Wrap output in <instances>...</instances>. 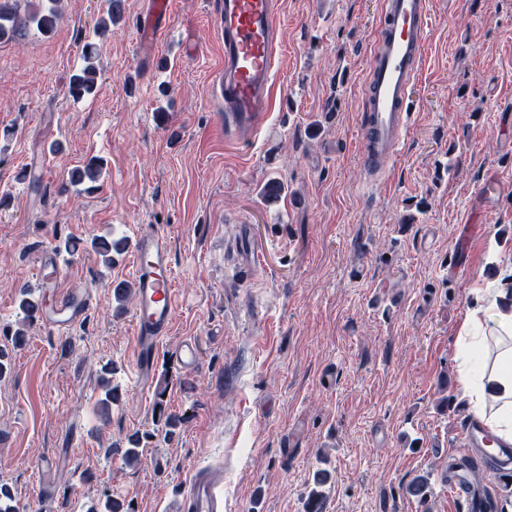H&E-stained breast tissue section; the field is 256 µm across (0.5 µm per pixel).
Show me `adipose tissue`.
<instances>
[{
	"mask_svg": "<svg viewBox=\"0 0 512 512\" xmlns=\"http://www.w3.org/2000/svg\"><path fill=\"white\" fill-rule=\"evenodd\" d=\"M457 345L462 396L471 414L512 443V277L472 290Z\"/></svg>",
	"mask_w": 512,
	"mask_h": 512,
	"instance_id": "ef3b65f1",
	"label": "adipose tissue"
}]
</instances>
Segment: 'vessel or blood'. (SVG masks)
<instances>
[{
	"label": "vessel or blood",
	"mask_w": 512,
	"mask_h": 512,
	"mask_svg": "<svg viewBox=\"0 0 512 512\" xmlns=\"http://www.w3.org/2000/svg\"><path fill=\"white\" fill-rule=\"evenodd\" d=\"M170 16V0H149L138 38L155 41ZM430 0H383L370 51L360 121V150L368 176L386 179L413 117L412 91L429 33ZM215 30L224 44V63L212 81L214 96L224 103L223 132L244 138L262 123L273 104L278 18L274 0H222ZM132 281L137 291L134 382L153 370L157 344L172 328L176 305L170 242L165 233L144 227L133 242ZM88 310L85 286L69 288L40 318L53 330L78 323ZM450 492L470 512H484V490L465 478L448 482ZM163 512H224V469L219 465L191 470L181 492Z\"/></svg>",
	"instance_id": "b4317fda"
}]
</instances>
